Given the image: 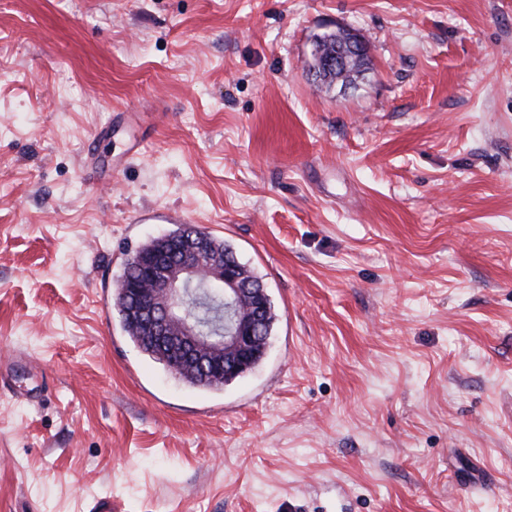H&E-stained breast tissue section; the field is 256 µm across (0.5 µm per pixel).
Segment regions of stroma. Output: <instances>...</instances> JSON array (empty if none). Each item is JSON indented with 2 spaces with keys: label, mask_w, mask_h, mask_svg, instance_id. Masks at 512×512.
<instances>
[{
  "label": "stroma",
  "mask_w": 512,
  "mask_h": 512,
  "mask_svg": "<svg viewBox=\"0 0 512 512\" xmlns=\"http://www.w3.org/2000/svg\"><path fill=\"white\" fill-rule=\"evenodd\" d=\"M186 225L274 305L218 389L113 307ZM102 500L512 512V0H0V512ZM345 39V31L341 29L317 36L313 42V48H315L316 54H311L309 66H315L319 59L329 53H336L328 56L323 61V65L326 69L337 68L346 61L347 57L362 55L364 53L365 47L357 37H352L349 40L347 51L341 50L336 52L337 48L340 49L343 47Z\"/></svg>",
  "instance_id": "obj_1"
}]
</instances>
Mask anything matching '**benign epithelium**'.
Wrapping results in <instances>:
<instances>
[{
  "mask_svg": "<svg viewBox=\"0 0 512 512\" xmlns=\"http://www.w3.org/2000/svg\"><path fill=\"white\" fill-rule=\"evenodd\" d=\"M365 51L359 38L348 42V50L328 56L325 68L341 66L349 56ZM173 250L141 252L135 256V277L126 284L133 310L158 347L188 363L203 374L230 372L243 375L252 370L253 347L264 335L260 314L267 306L265 290L244 300L251 285L242 281L236 265L209 263L206 235L194 226L163 237ZM206 288H215L224 297V326L205 323L186 309L188 297Z\"/></svg>",
  "mask_w": 512,
  "mask_h": 512,
  "instance_id": "7a95c632",
  "label": "benign epithelium"
}]
</instances>
